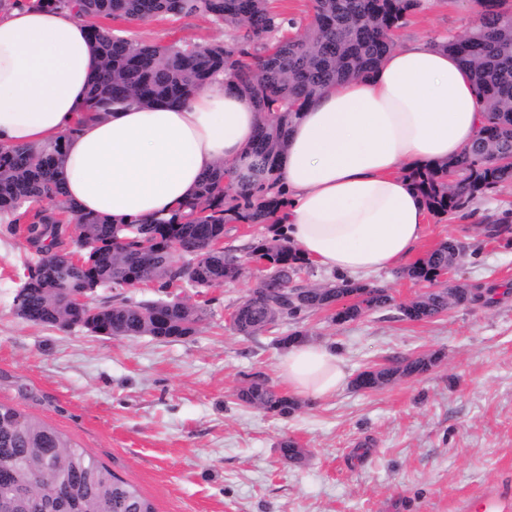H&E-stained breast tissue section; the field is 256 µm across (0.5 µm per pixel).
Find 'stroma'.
Returning a JSON list of instances; mask_svg holds the SVG:
<instances>
[{"instance_id":"35a3bbf8","label":"stroma","mask_w":512,"mask_h":512,"mask_svg":"<svg viewBox=\"0 0 512 512\" xmlns=\"http://www.w3.org/2000/svg\"><path fill=\"white\" fill-rule=\"evenodd\" d=\"M479 17L475 0H423L397 36L456 34ZM122 29L162 45L227 38L202 14ZM507 209L512 185L475 202L469 218H432L418 251L461 242L467 255L453 280L494 289L493 302L410 321L401 307L429 287L384 269L364 281L389 290V307L345 323L317 312L254 336L239 334L231 314L263 274L249 246L277 227L226 225L224 246L244 273L218 288L181 286L190 302L208 301V314L195 335L169 343L19 319L14 297L35 250L0 223V402L55 427L157 512H472L483 498L512 512V229L473 233ZM296 331L334 345L352 376L405 358L439 360L377 390L346 384L285 418L240 404L251 374L282 390L277 339ZM286 439L302 448L301 461L282 457Z\"/></svg>"}]
</instances>
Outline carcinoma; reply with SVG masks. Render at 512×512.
Here are the masks:
<instances>
[{
  "mask_svg": "<svg viewBox=\"0 0 512 512\" xmlns=\"http://www.w3.org/2000/svg\"><path fill=\"white\" fill-rule=\"evenodd\" d=\"M422 0H311L310 20L280 19L269 0H38L80 12L90 19V37L102 58L88 103L93 111L117 106L172 103L230 73L238 93L262 119L242 166L217 165L199 184L187 210L150 222L112 224L79 214L64 199L62 141L44 147L0 149V215L9 229L35 248L15 296L17 314L33 325L79 326L96 336H151L161 342L194 335L207 309L168 289L179 284L214 288L241 275L242 263L230 250H213L228 224H267L282 207L285 193L274 176L278 151L297 111L319 89L367 75L393 47L395 34L421 7ZM479 22L463 37L450 35L446 48L468 71L476 93L488 104V117L472 147L459 158L409 174L433 215L465 213L478 196L512 184V4L476 0ZM209 16L235 29L226 42L184 45L139 44L115 34L106 20ZM40 197L52 210L30 214L26 202ZM64 211L72 227H62ZM82 242L81 258L62 240ZM151 246L144 250L141 243ZM189 259L176 260V250ZM251 259L270 265L272 275L249 290L235 311L237 330L253 336L281 319L299 318L336 307L332 320L354 321L386 307L382 288L342 277L318 288L291 285L309 262L277 235L250 246ZM463 249L453 239L402 270L401 276L434 286L403 307L412 321L432 319L480 299L465 286L442 282V272L458 265ZM133 285L155 288L165 297L77 306L81 288ZM354 297L348 304L345 297ZM437 357H417L366 370L354 380L374 390L399 377L423 373ZM244 405L286 417L298 403L259 376L238 390ZM0 502L10 512H156L139 489L100 464L46 422L0 402Z\"/></svg>",
  "mask_w": 512,
  "mask_h": 512,
  "instance_id": "obj_1",
  "label": "carcinoma"
}]
</instances>
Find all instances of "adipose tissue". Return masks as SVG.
Segmentation results:
<instances>
[{"instance_id":"adipose-tissue-1","label":"adipose tissue","mask_w":512,"mask_h":512,"mask_svg":"<svg viewBox=\"0 0 512 512\" xmlns=\"http://www.w3.org/2000/svg\"><path fill=\"white\" fill-rule=\"evenodd\" d=\"M99 66L87 21L36 0H0V147L62 140L64 189L80 212L126 224L190 203L216 162H234L259 116L227 77L173 104L83 119ZM486 107L447 50L424 35L397 45L367 76L318 92L278 158L285 206L274 215L303 256L365 276L399 267L431 214L407 174L460 157ZM279 376L321 400L348 378L336 347L290 344Z\"/></svg>"}]
</instances>
